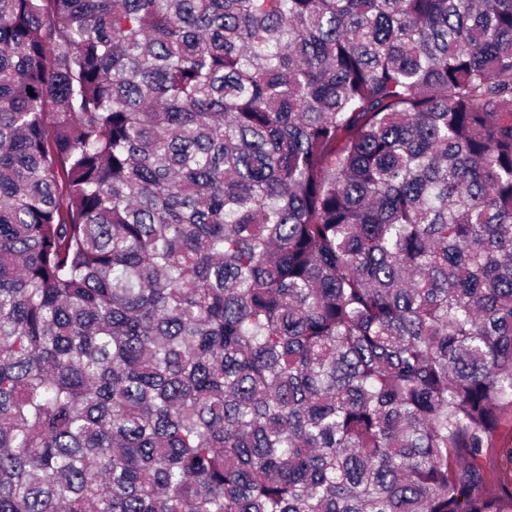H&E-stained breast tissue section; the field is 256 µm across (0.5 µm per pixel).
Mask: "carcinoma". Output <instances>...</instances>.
Segmentation results:
<instances>
[{
    "instance_id": "cac0c4a2",
    "label": "carcinoma",
    "mask_w": 512,
    "mask_h": 512,
    "mask_svg": "<svg viewBox=\"0 0 512 512\" xmlns=\"http://www.w3.org/2000/svg\"><path fill=\"white\" fill-rule=\"evenodd\" d=\"M506 432L512 0H0V512H512Z\"/></svg>"
}]
</instances>
